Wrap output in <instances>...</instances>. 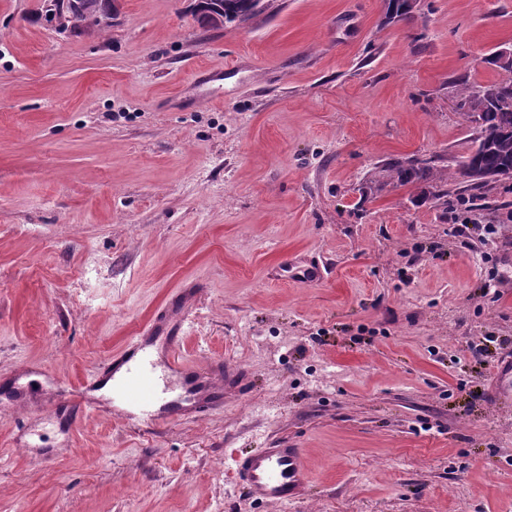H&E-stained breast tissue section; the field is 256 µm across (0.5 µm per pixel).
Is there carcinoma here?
Wrapping results in <instances>:
<instances>
[{"label": "carcinoma", "mask_w": 512, "mask_h": 512, "mask_svg": "<svg viewBox=\"0 0 512 512\" xmlns=\"http://www.w3.org/2000/svg\"><path fill=\"white\" fill-rule=\"evenodd\" d=\"M216 0H197L194 11L202 28L221 21H245L257 11L260 0H222L219 12ZM411 4H393L387 0L386 18L390 21L410 17ZM52 15L64 20L72 31L111 26V0H55ZM460 108L467 109L466 118L475 124L474 155L463 163L460 175L472 188H485L501 180L502 168H512V80L494 81L466 87ZM382 178L374 182L378 191L388 186L422 184L431 197L448 206V176L434 167L431 159H390L382 165Z\"/></svg>", "instance_id": "obj_1"}]
</instances>
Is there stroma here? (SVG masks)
<instances>
[{"mask_svg":"<svg viewBox=\"0 0 512 512\" xmlns=\"http://www.w3.org/2000/svg\"><path fill=\"white\" fill-rule=\"evenodd\" d=\"M194 4L117 0L77 34L46 0H0V512H512L493 375L512 362V179L456 176L461 92L505 79L487 59L512 0H414L394 22L386 0H261L211 29ZM392 158L435 159L447 205L363 196ZM195 286L181 352L244 391L151 433L55 416L54 378L94 379ZM277 442L306 451L290 505L233 477Z\"/></svg>","mask_w":512,"mask_h":512,"instance_id":"stroma-1","label":"stroma"}]
</instances>
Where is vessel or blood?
I'll use <instances>...</instances> for the list:
<instances>
[{
	"instance_id": "1",
	"label": "vessel or blood",
	"mask_w": 512,
	"mask_h": 512,
	"mask_svg": "<svg viewBox=\"0 0 512 512\" xmlns=\"http://www.w3.org/2000/svg\"><path fill=\"white\" fill-rule=\"evenodd\" d=\"M185 320L171 321L167 310L158 311L123 351L104 365L112 379V394L122 406L120 418L150 432L184 417H199L223 408L226 390H242L244 373L222 364L205 368L192 365L181 354ZM96 382L72 392V421L101 410ZM235 480L255 499L292 504L309 489L303 449L274 445L239 457Z\"/></svg>"
}]
</instances>
